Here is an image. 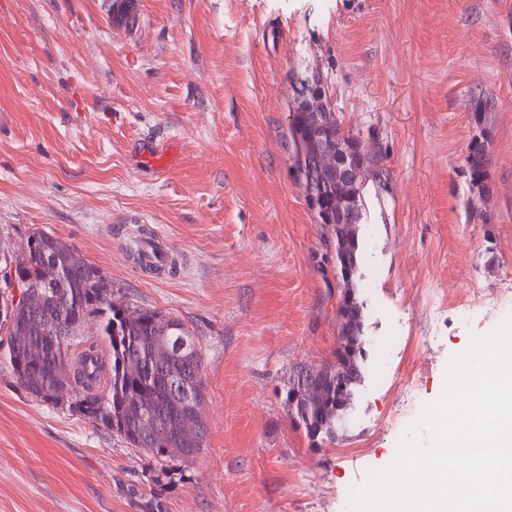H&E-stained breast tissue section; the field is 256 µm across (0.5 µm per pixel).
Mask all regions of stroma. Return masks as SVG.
I'll return each instance as SVG.
<instances>
[{"instance_id": "35a3bbf8", "label": "stroma", "mask_w": 512, "mask_h": 512, "mask_svg": "<svg viewBox=\"0 0 512 512\" xmlns=\"http://www.w3.org/2000/svg\"><path fill=\"white\" fill-rule=\"evenodd\" d=\"M312 75L373 157L364 336L402 334L368 348L349 423L319 448L285 403L340 333L331 228L288 139L292 81ZM481 136L485 193L465 165ZM141 226L176 273L128 255ZM37 232L73 245L116 298L188 326L207 437L195 457H156L41 403L0 331V512H350L402 438L403 382L420 374L422 411L450 357L512 310V0H138L127 27L105 0H0V250L19 256Z\"/></svg>"}]
</instances>
